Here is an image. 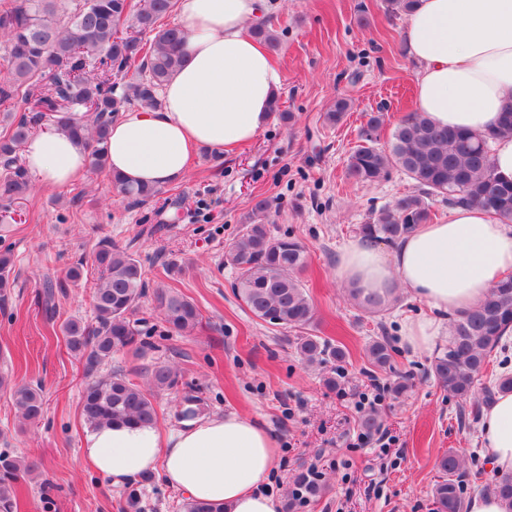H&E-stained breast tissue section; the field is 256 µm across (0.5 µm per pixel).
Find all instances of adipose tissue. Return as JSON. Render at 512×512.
<instances>
[{
    "instance_id": "adipose-tissue-1",
    "label": "adipose tissue",
    "mask_w": 512,
    "mask_h": 512,
    "mask_svg": "<svg viewBox=\"0 0 512 512\" xmlns=\"http://www.w3.org/2000/svg\"><path fill=\"white\" fill-rule=\"evenodd\" d=\"M271 0H176L188 38L184 60L160 91L161 108H135L113 122L108 168L123 184L157 189L180 183L196 149L227 152L264 128L283 76L250 23ZM420 69L416 107L433 123L484 133L512 102V0H419L405 28ZM26 164L52 189L85 170L81 147L48 129L25 146ZM337 276L384 293L401 286L436 315L410 322L406 341L428 351L440 334L438 314L473 307L512 274V220L477 207H454L439 224L418 225L394 250L355 242L341 252ZM481 446L492 469L512 473V392L499 393L481 418ZM82 453L112 486L154 472L197 501L224 512H279L262 482L276 465L265 427L237 414H200L168 430L116 424L87 430Z\"/></svg>"
}]
</instances>
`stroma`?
I'll return each mask as SVG.
<instances>
[{"label":"stroma","instance_id":"35a3bbf8","mask_svg":"<svg viewBox=\"0 0 512 512\" xmlns=\"http://www.w3.org/2000/svg\"><path fill=\"white\" fill-rule=\"evenodd\" d=\"M266 17L278 37L271 57L283 72L279 97L290 122L270 116L232 153L197 150L186 178L144 205L114 191L106 173L89 170L63 188L33 185L9 217L0 216V247L14 254V286L0 307V375L40 385L45 400L43 416L24 424L10 391L0 388V451L38 465L17 481L19 512H121L124 505L82 457L83 362L60 330L68 319H93V279L56 296L53 313L43 302L44 277L64 276L104 236L145 270L146 294L134 317L151 347L136 358L114 356L99 375L134 367L144 386L148 367L171 364L184 385L201 389L209 413L261 422L278 457L262 486L279 496L281 512H429L443 455L453 450L475 465L486 461L478 425L461 419L464 401L448 397L430 372L433 352L411 351L403 340L406 324L431 317L428 305L402 292L372 313L336 277L337 256L358 240V226L417 191L396 169L373 185L346 175L372 113L384 115L375 140L382 147L415 109L419 65L403 36L407 18L389 13L385 0H279ZM340 98L349 102L343 121L326 125L325 112ZM261 198L270 204L272 231L305 245L300 280L314 306V332L344 344L345 361L304 363L295 330L259 321L236 297L237 272L225 256ZM167 288L197 305L202 323L192 333L162 322L156 293ZM382 336L393 347L386 371L365 356L368 343ZM400 380L407 389L397 394ZM374 381L386 388L376 407L381 431L394 440L386 456L375 436L357 441L356 396ZM312 464L322 490L303 504L292 496L294 479ZM139 487L140 512H182L183 492L157 475Z\"/></svg>","mask_w":512,"mask_h":512}]
</instances>
